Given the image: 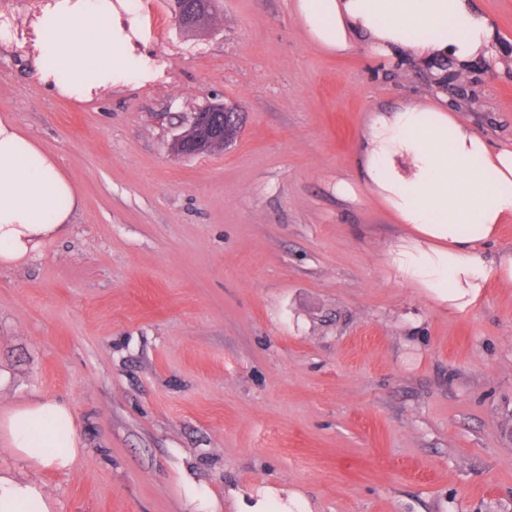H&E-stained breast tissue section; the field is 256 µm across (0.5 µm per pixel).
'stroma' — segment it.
I'll return each instance as SVG.
<instances>
[{
    "label": "stroma",
    "mask_w": 512,
    "mask_h": 512,
    "mask_svg": "<svg viewBox=\"0 0 512 512\" xmlns=\"http://www.w3.org/2000/svg\"><path fill=\"white\" fill-rule=\"evenodd\" d=\"M221 2L182 34L168 0H124L152 71L86 101L0 44V116L82 198L0 267V415L63 400L85 447L36 479L56 512H193L188 477L221 512L234 489L305 512H512V285L448 312L388 267L387 211L336 193L369 110L429 98L427 73L318 46L294 0ZM460 90L466 121L512 140V67ZM215 97L244 113L238 141L174 156Z\"/></svg>",
    "instance_id": "stroma-1"
}]
</instances>
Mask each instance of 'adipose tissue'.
Returning <instances> with one entry per match:
<instances>
[{
	"mask_svg": "<svg viewBox=\"0 0 512 512\" xmlns=\"http://www.w3.org/2000/svg\"><path fill=\"white\" fill-rule=\"evenodd\" d=\"M309 38L343 53L355 42L419 68L456 72L506 53L494 20L474 0H296ZM41 81L83 101L143 74L112 0H43L27 42ZM358 178L403 234L385 251L405 283L462 312L490 279L512 283V254L484 250L512 221V145L493 146L445 94L373 109L356 149ZM80 194L55 159L0 117V266H19L62 234ZM0 438L33 470L69 471L84 448L64 401L39 398L0 416ZM0 512H54L38 479L0 470Z\"/></svg>",
	"mask_w": 512,
	"mask_h": 512,
	"instance_id": "ef3b65f1",
	"label": "adipose tissue"
}]
</instances>
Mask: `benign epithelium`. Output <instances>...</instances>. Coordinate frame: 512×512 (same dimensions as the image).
<instances>
[{
    "label": "benign epithelium",
    "mask_w": 512,
    "mask_h": 512,
    "mask_svg": "<svg viewBox=\"0 0 512 512\" xmlns=\"http://www.w3.org/2000/svg\"><path fill=\"white\" fill-rule=\"evenodd\" d=\"M209 8L210 0H190L186 7L174 12L177 28L184 31L201 27ZM243 120L237 107L223 102L210 103L186 117L182 122L184 129L172 139L171 151L176 156H193L209 153L216 143L228 147L225 128L230 124L240 125Z\"/></svg>",
    "instance_id": "benign-epithelium-1"
}]
</instances>
